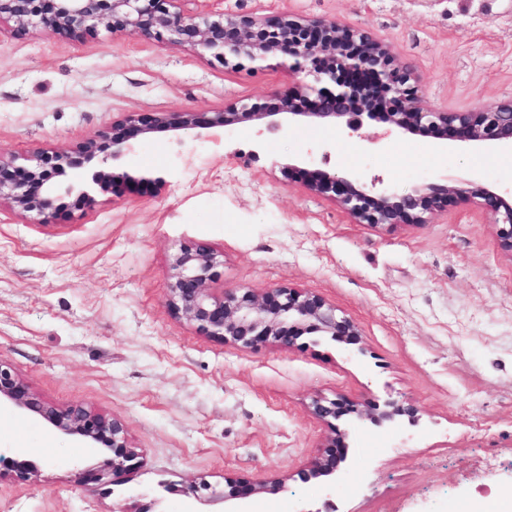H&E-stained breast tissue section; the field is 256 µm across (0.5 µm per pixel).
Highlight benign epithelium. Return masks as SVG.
I'll use <instances>...</instances> for the list:
<instances>
[{"label": "benign epithelium", "instance_id": "7a95c632", "mask_svg": "<svg viewBox=\"0 0 512 512\" xmlns=\"http://www.w3.org/2000/svg\"><path fill=\"white\" fill-rule=\"evenodd\" d=\"M178 2L0 0V19H14L24 27L44 25L74 39L104 24L130 36L199 49L235 70L246 62L274 60L297 79V86L274 93L263 103L229 105L219 112L132 114L112 124V135L89 138L70 153L35 151L23 164L0 159V201L23 215L44 218L71 198L78 205L92 206L97 194L119 187L159 190L165 185L163 177L137 178L118 164L130 150V141L158 134L179 139L192 131L199 135L254 123L269 131L291 123L324 124L357 134L365 124L382 121L402 134H429L512 153V97L487 109H437L418 95L411 72L396 63L390 46L362 29L286 14L264 20L212 11L186 15ZM69 169L78 171L80 179H67ZM289 172L309 191L340 205L356 223L375 227L426 224L453 198L474 202L497 226L501 249L512 255V201L479 182L443 179L399 192L376 190L356 174L336 167L323 169L309 160L286 165L284 173ZM223 265L224 255L203 243L181 249L170 264L169 306L206 335L245 349L264 343L291 347L306 337L362 351L358 326L337 314L321 296L284 287L270 288L261 297L249 289L218 290L213 284ZM2 407L49 424L86 448L105 450L99 465L79 470V479L86 484L121 486L127 473L138 466V454L130 449L121 421L81 405L57 408L40 399L10 366L0 362ZM313 412L327 422L343 420L351 428L397 421L415 426L420 420L413 403L393 399L359 405L320 398L314 401ZM348 435L335 428V437L314 465L297 473L299 480L336 485L346 468ZM0 469L19 481H29L36 473L35 464L17 448L7 456L0 454ZM281 490L279 482L259 487L229 483L211 497L224 503V512H251L254 497Z\"/></svg>", "mask_w": 512, "mask_h": 512}]
</instances>
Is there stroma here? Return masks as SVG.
I'll use <instances>...</instances> for the list:
<instances>
[{"label":"stroma","instance_id":"obj_1","mask_svg":"<svg viewBox=\"0 0 512 512\" xmlns=\"http://www.w3.org/2000/svg\"><path fill=\"white\" fill-rule=\"evenodd\" d=\"M225 13L289 14L365 29L388 43L432 106L452 112L512 95V0H219ZM275 65L225 68L211 54L101 26L79 40L0 22V157L66 151L134 112H215L294 87ZM129 172L163 175L153 196L98 195L47 221L0 207V362L52 405L122 421L141 455L124 491L83 484L102 457L0 410V452L25 449L38 474L0 477V512H112L124 494L174 485L165 512H224L194 489L282 481L255 512L321 505L296 481L334 435L316 397L406 399L419 426L349 439L336 512H477L512 496V256L472 202L426 224L355 223L284 165L329 146L337 166L406 189L444 173L512 187V154L403 135L296 124L220 142L133 140ZM206 242L224 254L218 287L285 286L353 319L364 352L334 342L242 349L167 304L169 263Z\"/></svg>","mask_w":512,"mask_h":512}]
</instances>
